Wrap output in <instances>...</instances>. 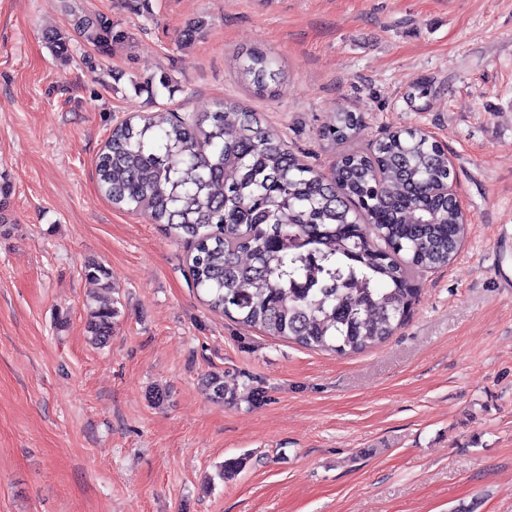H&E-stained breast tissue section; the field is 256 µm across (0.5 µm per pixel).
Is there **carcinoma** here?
Segmentation results:
<instances>
[{
  "label": "carcinoma",
  "instance_id": "cac0c4a2",
  "mask_svg": "<svg viewBox=\"0 0 512 512\" xmlns=\"http://www.w3.org/2000/svg\"><path fill=\"white\" fill-rule=\"evenodd\" d=\"M73 28L102 53L119 38L104 15H77ZM47 40L68 56L64 33ZM240 73L259 92L284 79L261 49L246 53ZM206 120L171 113L115 126L96 161L100 190L191 242L193 286L212 310L338 356L385 343L410 315L414 273L448 264L468 232L459 202L441 192L453 182L444 148L420 130H395L342 154L324 177L244 106L223 103ZM361 127L359 114L342 111L324 136L347 143ZM85 276L112 289L98 263ZM118 316L114 305L89 304L88 340L107 342ZM205 386L224 400V375ZM244 466L226 459L219 476Z\"/></svg>",
  "mask_w": 512,
  "mask_h": 512
}]
</instances>
